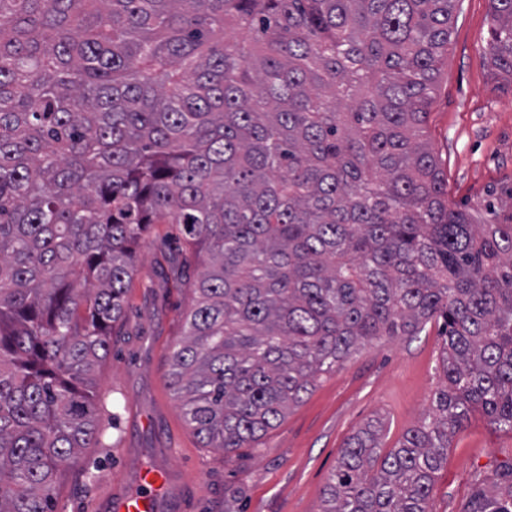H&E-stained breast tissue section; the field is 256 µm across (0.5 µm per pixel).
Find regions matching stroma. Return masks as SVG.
<instances>
[{
  "mask_svg": "<svg viewBox=\"0 0 512 512\" xmlns=\"http://www.w3.org/2000/svg\"><path fill=\"white\" fill-rule=\"evenodd\" d=\"M491 25L489 0H462L430 108L428 140L453 203L512 193V84L486 62ZM177 233L176 225H154L139 248L119 334L95 371L109 440L83 449L79 466L57 475L56 512H104L109 496L135 489L151 468L164 469L175 489L159 512H319L339 452L359 426L383 418L388 450L429 414L443 380L439 325L360 348L261 445L224 456L193 435L170 385V354L196 273ZM511 464L512 434L471 415L438 473L436 512H465Z\"/></svg>",
  "mask_w": 512,
  "mask_h": 512,
  "instance_id": "obj_1",
  "label": "stroma"
}]
</instances>
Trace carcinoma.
Segmentation results:
<instances>
[{"label":"carcinoma","instance_id":"cac0c4a2","mask_svg":"<svg viewBox=\"0 0 512 512\" xmlns=\"http://www.w3.org/2000/svg\"><path fill=\"white\" fill-rule=\"evenodd\" d=\"M512 82V0H489ZM460 0H0V512H53L138 249L201 271L171 353L207 448H252L324 374L442 319L432 416L368 420L320 512H435L450 437L512 433V205L448 202L426 138ZM234 21L255 43L224 40ZM468 512H512V485Z\"/></svg>","mask_w":512,"mask_h":512}]
</instances>
